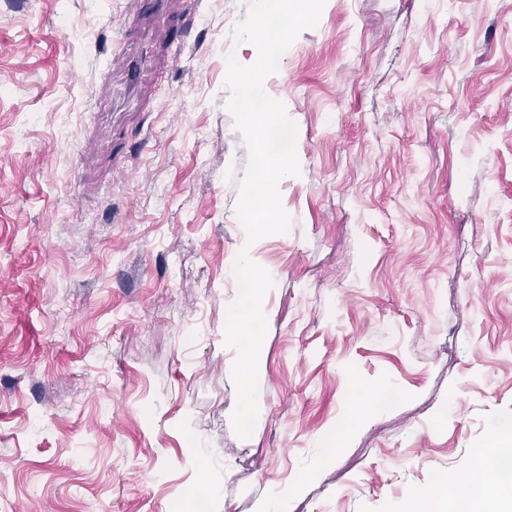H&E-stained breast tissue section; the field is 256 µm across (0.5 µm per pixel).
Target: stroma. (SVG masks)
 Returning a JSON list of instances; mask_svg holds the SVG:
<instances>
[{"instance_id": "35a3bbf8", "label": "stroma", "mask_w": 512, "mask_h": 512, "mask_svg": "<svg viewBox=\"0 0 512 512\" xmlns=\"http://www.w3.org/2000/svg\"><path fill=\"white\" fill-rule=\"evenodd\" d=\"M244 0H0V512H409L512 422V0H326L265 80L297 128L253 435L225 50ZM146 58L130 84L118 58ZM373 406L347 421L354 387Z\"/></svg>"}]
</instances>
